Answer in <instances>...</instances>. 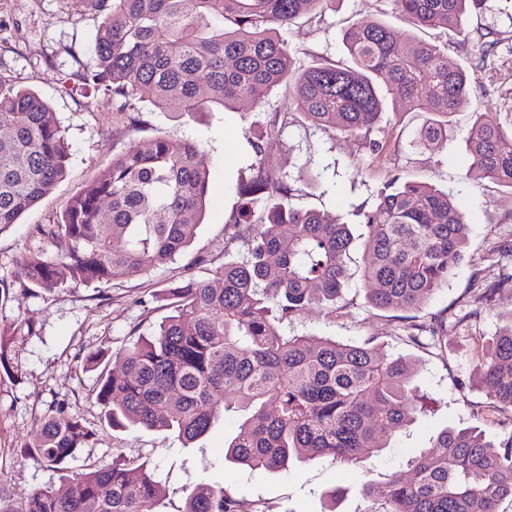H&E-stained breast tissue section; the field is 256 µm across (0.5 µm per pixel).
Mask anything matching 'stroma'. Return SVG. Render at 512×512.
<instances>
[{
    "label": "stroma",
    "mask_w": 512,
    "mask_h": 512,
    "mask_svg": "<svg viewBox=\"0 0 512 512\" xmlns=\"http://www.w3.org/2000/svg\"><path fill=\"white\" fill-rule=\"evenodd\" d=\"M373 19L401 30L410 27L394 13L391 0H341L336 10L299 19L281 35L297 62L307 64L317 56L341 62L347 58L343 29ZM98 23L87 0H0V78L47 102L66 131L71 153L67 178L17 224L0 231V278L12 286L9 299L0 302V329L8 332L1 352L7 367L0 369V490L6 495L0 504L10 512L35 490L60 482V470L39 456L19 452L41 420L59 409L96 432L71 463V472L111 463L118 456L149 462L166 490L161 512H181L190 489L199 483L223 486L252 512H383L378 498L364 494V484L410 478L409 460L430 447L441 430L474 427L494 444L511 437L512 412L494 411L474 367L497 331V314L512 312V291L498 294L489 306L477 301L495 281L512 274V260L502 254L504 243L512 241V192L468 176L466 137L478 112L492 113L503 128L512 127V0H486L469 18L465 39L419 30L422 40L447 44L449 56L463 64L478 61L486 44H493L489 65L475 72L477 93L449 117L437 147L415 146L426 116L399 104L387 109L371 129L370 139L382 147L374 154L357 138L311 126L295 111L283 86L261 104L245 102L234 110L213 109L191 117L159 111L135 96L75 91L71 76L78 62H91ZM274 113L287 115L288 123L269 142L264 161L294 177L293 205L340 219L359 234L363 228L358 213L370 209L378 190L397 175L447 191L466 217L464 260L447 285L415 312L420 323L446 322V351L408 342V321L401 311L368 303L357 252L336 305L314 306L282 323L289 336H332L344 343L371 339L384 351L412 360V384L429 396L427 410L397 433L388 448L355 465L330 455L275 472L225 462L224 445L240 423L236 415L219 421L186 448L167 433L112 430L102 423L95 401L98 374L86 366L89 355L103 350L106 367L118 368V352L151 335L168 315L160 298L163 289L192 276L205 277L207 269L242 257L240 227L231 221L239 205L237 186L250 177L249 136L264 134ZM155 136L195 142L209 158L206 211L192 245L146 275L119 277L98 287L76 285L62 293L27 288L16 257L23 246L42 247L36 226L52 223L68 199L114 155ZM308 162L321 172L313 184L296 179ZM20 322L33 323L34 333L17 331ZM337 487L342 494L335 505H328L325 494Z\"/></svg>",
    "instance_id": "35a3bbf8"
}]
</instances>
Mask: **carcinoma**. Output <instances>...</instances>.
<instances>
[{
	"instance_id": "obj_1",
	"label": "carcinoma",
	"mask_w": 512,
	"mask_h": 512,
	"mask_svg": "<svg viewBox=\"0 0 512 512\" xmlns=\"http://www.w3.org/2000/svg\"><path fill=\"white\" fill-rule=\"evenodd\" d=\"M101 17L93 62L73 73L84 88L137 96L193 115L215 105L260 104L281 85L314 127L365 137L387 101L426 114L419 147L439 143L441 118L469 104L471 73L431 44L381 21L343 33L346 63L296 64L279 29L336 0H88ZM484 0H392L419 28L467 36L466 16ZM207 90L204 98L200 88ZM287 119L273 115L251 142L245 203L263 197L258 223L243 233L244 255L163 290L172 313L154 334L121 352L117 370L99 374L96 402L114 430L132 426L173 434L183 447L229 413L239 431L225 459L277 470L293 457L332 455L345 464L386 447L424 412L429 397L411 387L403 355L368 340L287 336L281 323L314 305L334 304L349 279L357 241L350 225L296 209L287 176L264 164L266 139ZM0 231L17 222L67 174L70 148L48 104L0 79ZM469 173L512 191V133L475 113L467 137ZM209 160L194 142L141 140L83 191L59 219L37 226L57 250L48 260L21 248L26 286L61 292L104 284L171 262L194 241L208 192ZM165 220L157 219L158 213ZM367 258L366 298L381 310H417L448 283L465 257V216L448 194L392 176L360 213ZM477 364L496 409H512V312L501 317ZM443 324L414 323L408 339L438 345ZM95 432L61 411L46 416L22 445L62 470ZM411 480L367 483L385 512H498L512 499V437L495 446L474 428H446L410 463ZM165 489L148 463L121 457L29 494L16 512H156ZM180 512H250L224 488L198 484Z\"/></svg>"
}]
</instances>
